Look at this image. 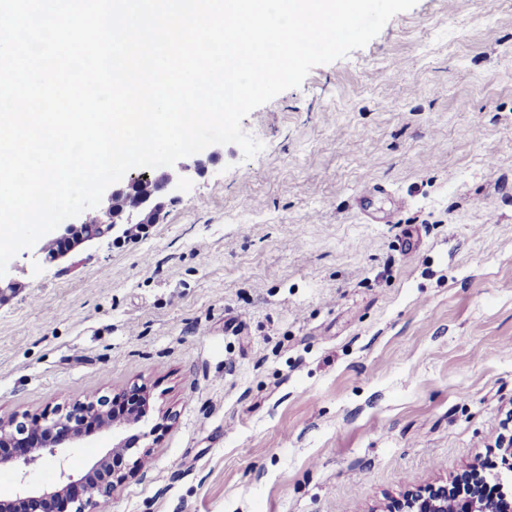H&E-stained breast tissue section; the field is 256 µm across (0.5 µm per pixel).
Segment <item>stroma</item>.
<instances>
[{
    "label": "stroma",
    "mask_w": 512,
    "mask_h": 512,
    "mask_svg": "<svg viewBox=\"0 0 512 512\" xmlns=\"http://www.w3.org/2000/svg\"><path fill=\"white\" fill-rule=\"evenodd\" d=\"M242 128L262 151L200 152L142 237L10 261L0 419L142 388L138 474L110 512H387L500 465L512 0H418ZM111 446L97 431L65 466L0 469V498Z\"/></svg>",
    "instance_id": "35a3bbf8"
}]
</instances>
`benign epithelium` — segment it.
<instances>
[{"label": "benign epithelium", "mask_w": 512, "mask_h": 512, "mask_svg": "<svg viewBox=\"0 0 512 512\" xmlns=\"http://www.w3.org/2000/svg\"><path fill=\"white\" fill-rule=\"evenodd\" d=\"M205 164L196 160L189 165L177 163L165 172L153 177L155 193L143 198L137 193V183L149 174L142 173L130 178L128 183L115 188L98 207L93 209L99 223L89 224L86 216H81L74 224H62L56 241L59 248L54 258L66 256L75 247L95 240L118 235L121 224H140L146 228L160 223L168 204L175 199L190 172L200 174ZM128 397L132 400L129 417L118 422L108 416L105 400L89 399L76 404L66 411H60L52 417H45L38 431L37 441H31L25 424L15 418L6 422L0 420V467L18 464L33 465L38 462L64 463L67 450L77 448L88 437L85 427L89 424L102 430L112 431L117 438L113 448L96 461L88 464L76 473L61 471L65 481L54 488L26 489L15 497L0 500V512H38L44 505L55 503L58 512H64L69 505H75L74 512H101L112 502V494L117 484L133 474L116 470V463L130 450L127 440L120 438L123 428L137 423L147 414L146 397L140 389H133ZM502 473H481L471 470L464 476L468 483V505L466 512H495L491 503L481 496L483 484L500 481ZM396 512H448V484L430 486L424 491L412 495L397 505Z\"/></svg>", "instance_id": "7a95c632"}]
</instances>
